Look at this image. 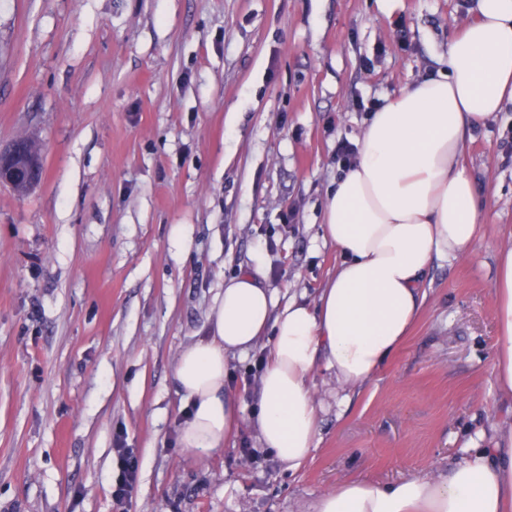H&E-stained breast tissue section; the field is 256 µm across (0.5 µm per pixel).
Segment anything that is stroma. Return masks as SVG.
Here are the masks:
<instances>
[{
	"instance_id": "stroma-1",
	"label": "stroma",
	"mask_w": 512,
	"mask_h": 512,
	"mask_svg": "<svg viewBox=\"0 0 512 512\" xmlns=\"http://www.w3.org/2000/svg\"><path fill=\"white\" fill-rule=\"evenodd\" d=\"M474 0H0V150L31 140L43 177L0 184V512H308L352 479L430 474L512 422L493 375L492 281L512 226V103L464 163L494 198L482 236L438 261L408 340L287 469L251 427L266 343L229 364L238 426L181 448L177 354L210 335L224 282L259 269L278 307L315 303L340 257L322 215L336 143L444 67ZM181 226L186 247L171 239ZM114 447L118 475L112 483V505L114 512H126V505L137 482L138 466L132 448H125L121 436H116Z\"/></svg>"
}]
</instances>
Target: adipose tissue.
Instances as JSON below:
<instances>
[{"instance_id":"adipose-tissue-1","label":"adipose tissue","mask_w":512,"mask_h":512,"mask_svg":"<svg viewBox=\"0 0 512 512\" xmlns=\"http://www.w3.org/2000/svg\"><path fill=\"white\" fill-rule=\"evenodd\" d=\"M512 101V0H476L448 45L444 69L406 85L370 113L355 164L328 193L323 238L342 261L316 306L277 308L257 272L226 281L211 334L182 349L171 379L186 401L183 448L206 457L228 442L237 405L225 389L231 356L271 334L252 428L262 448L297 469L315 448V365L343 389L370 383L407 338L435 261L458 258L481 235L487 198L463 156L474 130ZM499 392L512 398V246L496 252L492 286ZM313 512H512V425L474 443L447 470L381 483L347 481Z\"/></svg>"}]
</instances>
